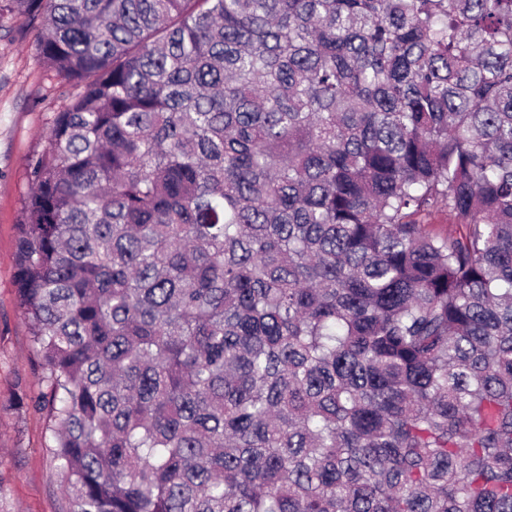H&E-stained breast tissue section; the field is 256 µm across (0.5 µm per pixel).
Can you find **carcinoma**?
Instances as JSON below:
<instances>
[{
  "instance_id": "1",
  "label": "carcinoma",
  "mask_w": 512,
  "mask_h": 512,
  "mask_svg": "<svg viewBox=\"0 0 512 512\" xmlns=\"http://www.w3.org/2000/svg\"><path fill=\"white\" fill-rule=\"evenodd\" d=\"M3 11L75 89L14 275L68 512H512V0Z\"/></svg>"
}]
</instances>
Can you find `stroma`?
<instances>
[{
	"mask_svg": "<svg viewBox=\"0 0 512 512\" xmlns=\"http://www.w3.org/2000/svg\"><path fill=\"white\" fill-rule=\"evenodd\" d=\"M38 26L0 16V481L12 512H64V490L47 449L41 413L16 410L13 393L42 385L14 282L15 247L32 190L30 162L41 155L71 86L38 57Z\"/></svg>",
	"mask_w": 512,
	"mask_h": 512,
	"instance_id": "1",
	"label": "stroma"
}]
</instances>
